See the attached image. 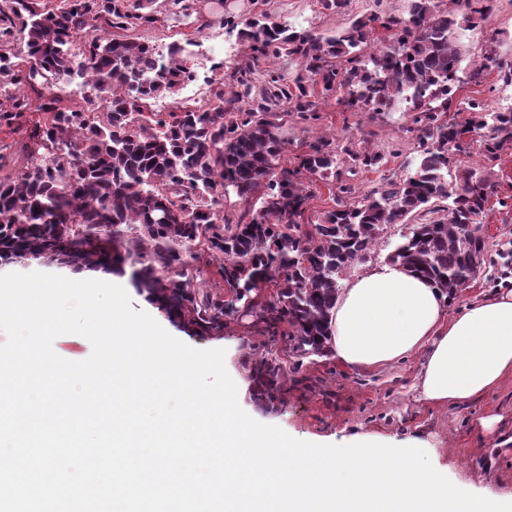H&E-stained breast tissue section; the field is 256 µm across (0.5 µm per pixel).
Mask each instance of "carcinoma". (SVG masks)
<instances>
[{
    "label": "carcinoma",
    "mask_w": 512,
    "mask_h": 512,
    "mask_svg": "<svg viewBox=\"0 0 512 512\" xmlns=\"http://www.w3.org/2000/svg\"><path fill=\"white\" fill-rule=\"evenodd\" d=\"M408 0L403 15L369 13L328 35L254 13L238 28L248 54L211 82L205 105L152 103L195 77L192 38L162 51L138 31L160 21L154 0H0V131H24L14 148L0 144V258L99 269L129 267L153 302L186 327L224 329L241 307L288 325L301 357L330 354L331 312L341 276L365 261L385 229L403 225L391 259L454 296L487 262L486 247H461L464 225L481 216L492 188L468 168L448 172L467 153L466 134L484 132L493 159L512 145V111L465 102L453 111L462 52L457 35L484 21L494 0ZM169 11L202 31L211 24L197 0H169ZM384 36H377V29ZM495 32L484 62L512 85V55ZM296 63L288 79L277 65ZM266 69L259 71L260 64ZM361 112L398 105L415 113V169L382 177L359 197L343 166L375 171L385 155L322 138L282 166L288 141L282 117L308 124L332 97ZM329 182L335 206L311 224L302 179ZM261 200L250 220L224 215V196ZM444 212L439 218L432 214ZM222 259L228 298L198 289L193 248ZM275 289L269 302L258 300Z\"/></svg>",
    "instance_id": "obj_1"
}]
</instances>
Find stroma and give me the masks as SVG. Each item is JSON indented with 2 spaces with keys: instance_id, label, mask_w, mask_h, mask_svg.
<instances>
[{
  "instance_id": "35a3bbf8",
  "label": "stroma",
  "mask_w": 512,
  "mask_h": 512,
  "mask_svg": "<svg viewBox=\"0 0 512 512\" xmlns=\"http://www.w3.org/2000/svg\"><path fill=\"white\" fill-rule=\"evenodd\" d=\"M405 0H350L347 13H325L318 0H267L265 10L279 22H302L304 27L329 33L345 26L349 19L374 9L401 14ZM202 9L211 25L200 36L194 58L197 78L181 86L174 97L157 100L160 108L174 102L195 105L209 99L211 66L226 56L241 57L245 46L237 33L227 32L220 22L221 11L212 0H203ZM503 32L499 50L512 49V0H498L492 16L464 31L460 45L463 68L482 60L487 40L493 31ZM455 97L487 100L492 108L512 105V86H503L494 70H485L480 82L463 81ZM411 113L394 109L388 112H354L344 102L329 100L317 121L302 124L288 120L282 129L288 140L286 160H294L308 143L324 138L351 140L358 147L368 146L386 156L381 171H358L353 180L363 193L381 176H407L414 171L415 139L410 131ZM463 167L488 173L494 185L488 197L481 226L492 259L458 295L450 298L449 310H456L471 299L493 293L499 283L503 258L499 247L512 243V149L496 158H487L479 139H472ZM169 333L183 343L202 350L225 349L226 369L239 388V404L258 422L280 427L291 437L307 441L316 437L336 439L354 434H373L403 442L420 440L435 449L433 464L445 468L449 479L476 494L512 492V450L498 447L499 436H512V377L482 399L459 405H433L423 401L417 381L424 361L423 353L379 369H351L333 357H299L287 342L289 327L272 325L255 313L239 311L224 320L217 334H197L179 321L163 317ZM280 364L281 372L274 395L258 385L254 367L259 359ZM494 414L500 422L493 435H478L474 425L481 417Z\"/></svg>"
}]
</instances>
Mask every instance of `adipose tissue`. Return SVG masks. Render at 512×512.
I'll return each mask as SVG.
<instances>
[{
	"label": "adipose tissue",
	"mask_w": 512,
	"mask_h": 512,
	"mask_svg": "<svg viewBox=\"0 0 512 512\" xmlns=\"http://www.w3.org/2000/svg\"><path fill=\"white\" fill-rule=\"evenodd\" d=\"M332 356L359 369L384 367L419 351L424 401L482 398L512 377V290L449 311L434 284L400 267L365 270L340 291L331 316Z\"/></svg>",
	"instance_id": "1"
}]
</instances>
